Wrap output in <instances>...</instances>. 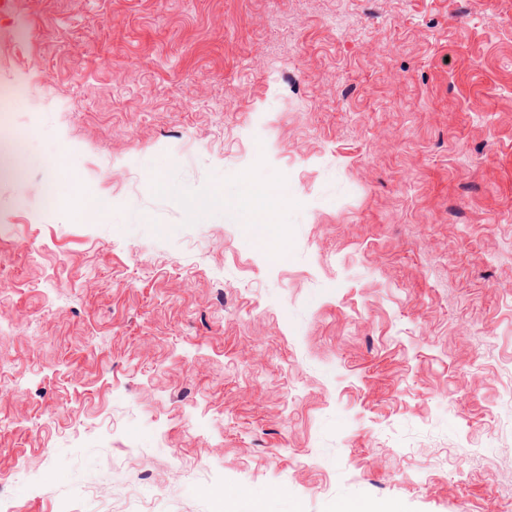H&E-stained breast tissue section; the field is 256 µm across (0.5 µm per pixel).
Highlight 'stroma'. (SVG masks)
Returning <instances> with one entry per match:
<instances>
[{
    "mask_svg": "<svg viewBox=\"0 0 512 512\" xmlns=\"http://www.w3.org/2000/svg\"><path fill=\"white\" fill-rule=\"evenodd\" d=\"M0 84L18 512H512V0H6ZM244 195V204L239 205V208L251 224H255L254 243L261 248H268L271 234L265 224H276L274 189L254 179H248Z\"/></svg>",
    "mask_w": 512,
    "mask_h": 512,
    "instance_id": "35a3bbf8",
    "label": "stroma"
}]
</instances>
